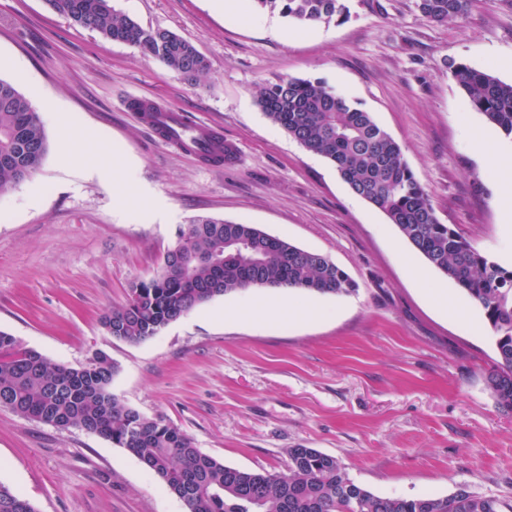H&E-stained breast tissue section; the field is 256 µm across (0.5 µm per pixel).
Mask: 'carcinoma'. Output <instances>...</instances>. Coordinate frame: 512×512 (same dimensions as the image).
<instances>
[{
  "instance_id": "cac0c4a2",
  "label": "carcinoma",
  "mask_w": 512,
  "mask_h": 512,
  "mask_svg": "<svg viewBox=\"0 0 512 512\" xmlns=\"http://www.w3.org/2000/svg\"><path fill=\"white\" fill-rule=\"evenodd\" d=\"M74 23L112 41L138 46L198 84L209 65L187 39L145 29L116 14L110 0H46ZM256 10L301 22L329 24L341 0H251ZM468 0H416L434 23L462 15ZM451 74L471 107L512 138V83L459 62ZM257 104L306 151L331 162L351 192L385 213L433 268L479 306L492 334L498 369L489 386L498 406L512 412V268L477 250L439 221L428 194L401 148L372 113L322 80L286 78L263 86ZM43 123L31 101L0 79V188L36 173L47 154ZM178 252L135 282L127 301L103 317L114 338L137 344L215 297L245 288L297 289L320 295L356 290L349 275L326 256L266 234L252 224L208 216L178 233ZM117 367L95 352L80 367L52 363L0 331V405L57 428H79L127 449L186 512H512V505L477 496L464 485L445 497L380 496L356 484L335 456L315 448L288 449V472L243 470L202 452L162 417H147L112 393ZM0 512H37L29 500L0 483Z\"/></svg>"
}]
</instances>
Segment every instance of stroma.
Instances as JSON below:
<instances>
[{
	"label": "stroma",
	"mask_w": 512,
	"mask_h": 512,
	"mask_svg": "<svg viewBox=\"0 0 512 512\" xmlns=\"http://www.w3.org/2000/svg\"><path fill=\"white\" fill-rule=\"evenodd\" d=\"M342 2L335 21L302 28L250 0L231 14L213 0H111L118 14L194 44L209 64L194 85L45 0H0V79L31 100L48 142L37 173L0 193V330L73 367L107 353L116 396L225 465L283 473L289 449L316 448L378 495L443 497L465 485L512 503V413L487 384L498 357L482 310L255 100L260 86L307 78L359 102L400 145L440 222L512 268V223L496 202L512 139L450 73L464 62L512 82V0H469L445 24L415 0ZM130 94L221 127L236 161L208 170L157 144L123 110ZM198 216L321 253L357 289L254 288L141 343L113 338L104 314ZM440 291L458 316L433 306ZM273 301L320 313L252 316ZM0 483L37 512H185L126 449L3 407Z\"/></svg>",
	"instance_id": "1"
}]
</instances>
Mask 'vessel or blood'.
Segmentation results:
<instances>
[{"mask_svg":"<svg viewBox=\"0 0 512 512\" xmlns=\"http://www.w3.org/2000/svg\"><path fill=\"white\" fill-rule=\"evenodd\" d=\"M124 107L137 113L159 143L193 155L204 166H224L225 141L219 128L189 123L182 112L135 95L125 98Z\"/></svg>","mask_w":512,"mask_h":512,"instance_id":"obj_1","label":"vessel or blood"}]
</instances>
